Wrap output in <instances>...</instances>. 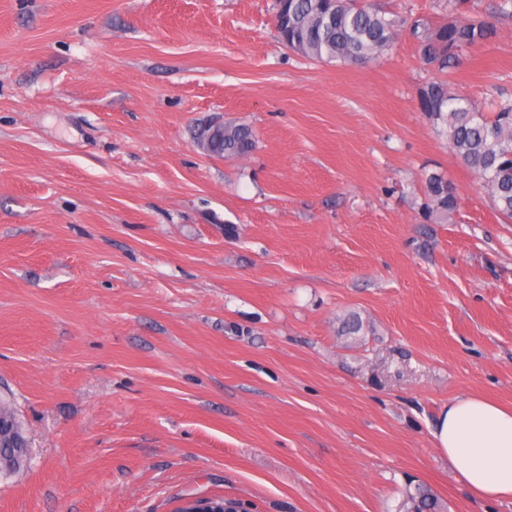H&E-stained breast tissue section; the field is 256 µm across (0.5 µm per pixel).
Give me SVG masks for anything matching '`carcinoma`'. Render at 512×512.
I'll return each mask as SVG.
<instances>
[{
    "instance_id": "obj_1",
    "label": "carcinoma",
    "mask_w": 512,
    "mask_h": 512,
    "mask_svg": "<svg viewBox=\"0 0 512 512\" xmlns=\"http://www.w3.org/2000/svg\"><path fill=\"white\" fill-rule=\"evenodd\" d=\"M442 18L404 17L373 6L369 0H285L275 2L280 39L296 54L315 62L364 65L380 60L403 32L413 40L424 70L446 74L461 66L496 33L495 22L512 18V0H490L484 11L467 10L468 0H437ZM419 106L462 164L478 178L495 209L512 220V96L499 97L487 113L469 97L454 93L443 80L427 82ZM199 146L210 155L241 157L256 147L252 129L224 123V134L201 130ZM422 215L445 223L457 199L448 179L425 176ZM29 441L13 402L0 398V475L27 466ZM397 512H446L426 487L407 489Z\"/></svg>"
}]
</instances>
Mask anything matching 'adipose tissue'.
Listing matches in <instances>:
<instances>
[{"mask_svg":"<svg viewBox=\"0 0 512 512\" xmlns=\"http://www.w3.org/2000/svg\"><path fill=\"white\" fill-rule=\"evenodd\" d=\"M463 483L478 499L512 498V409L479 396L445 405L432 432Z\"/></svg>","mask_w":512,"mask_h":512,"instance_id":"adipose-tissue-1","label":"adipose tissue"}]
</instances>
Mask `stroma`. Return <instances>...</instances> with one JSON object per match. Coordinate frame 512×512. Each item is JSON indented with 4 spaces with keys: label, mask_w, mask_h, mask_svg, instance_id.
Returning <instances> with one entry per match:
<instances>
[{
    "label": "stroma",
    "mask_w": 512,
    "mask_h": 512,
    "mask_svg": "<svg viewBox=\"0 0 512 512\" xmlns=\"http://www.w3.org/2000/svg\"><path fill=\"white\" fill-rule=\"evenodd\" d=\"M274 2L0 0V395L31 445L0 512H396L412 482L512 512L432 437L456 397L512 406V223L421 112L408 34L316 63ZM444 79L512 95V20ZM219 119L256 149L204 152ZM421 212L425 219L435 223H445L455 212L457 199L450 187L448 179L438 172L426 174L424 182Z\"/></svg>",
    "instance_id": "obj_1"
}]
</instances>
